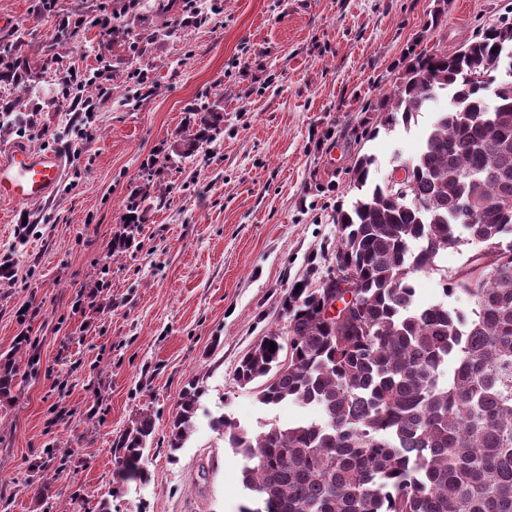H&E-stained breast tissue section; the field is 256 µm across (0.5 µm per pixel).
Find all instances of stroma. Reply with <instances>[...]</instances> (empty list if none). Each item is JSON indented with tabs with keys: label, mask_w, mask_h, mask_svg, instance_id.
Instances as JSON below:
<instances>
[{
	"label": "stroma",
	"mask_w": 512,
	"mask_h": 512,
	"mask_svg": "<svg viewBox=\"0 0 512 512\" xmlns=\"http://www.w3.org/2000/svg\"><path fill=\"white\" fill-rule=\"evenodd\" d=\"M54 2L48 13L41 0H0V44L22 41L36 88L0 81L26 125L1 128L0 148L66 157L49 198L0 203V355L21 360L0 402V500L8 512H96L102 500L111 512H239L243 461L211 417L255 427L317 416L290 402L262 409L235 380L239 361L286 330L294 284L327 277L356 157L373 155L384 181L446 109L441 97L410 128L379 130L407 52L452 53L512 25V0H203L200 24L142 0L109 35L98 21L112 0ZM136 33L151 40L131 56ZM95 70L103 92L78 131L61 83ZM197 105L218 107L220 132L181 158L173 148ZM123 233L131 246L113 252ZM475 249L462 242L420 274L418 303L470 309L468 295L444 297L440 271ZM194 377L206 393L173 453L170 420ZM143 414L154 421L147 476L125 482L112 445Z\"/></svg>",
	"instance_id": "35a3bbf8"
}]
</instances>
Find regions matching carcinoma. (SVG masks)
<instances>
[{
  "label": "carcinoma",
  "instance_id": "cac0c4a2",
  "mask_svg": "<svg viewBox=\"0 0 512 512\" xmlns=\"http://www.w3.org/2000/svg\"><path fill=\"white\" fill-rule=\"evenodd\" d=\"M18 50L0 48V79L19 67ZM510 52L511 25L469 40L463 55L407 62L380 124L409 126L440 93L448 108L405 170V198L374 182L373 157L355 160L357 194L336 212L333 253L356 273L351 300L329 318L335 289H291L287 336L264 337L237 367L239 386L258 383L261 406L291 401L320 418L259 429L211 418L245 460L251 503L239 512H512V80L495 76ZM220 121L205 113L182 154ZM464 233L479 249L444 273L443 292L473 307L418 305L417 274L438 270ZM19 365L0 358V401L12 398ZM203 394L198 379L184 388L171 450L192 433ZM153 432L146 414L120 434L121 479L145 476Z\"/></svg>",
  "mask_w": 512,
  "mask_h": 512
}]
</instances>
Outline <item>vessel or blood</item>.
<instances>
[{"instance_id": "1", "label": "vessel or blood", "mask_w": 512, "mask_h": 512, "mask_svg": "<svg viewBox=\"0 0 512 512\" xmlns=\"http://www.w3.org/2000/svg\"><path fill=\"white\" fill-rule=\"evenodd\" d=\"M64 159L30 147L0 151V201L26 204L40 201L61 182Z\"/></svg>"}]
</instances>
